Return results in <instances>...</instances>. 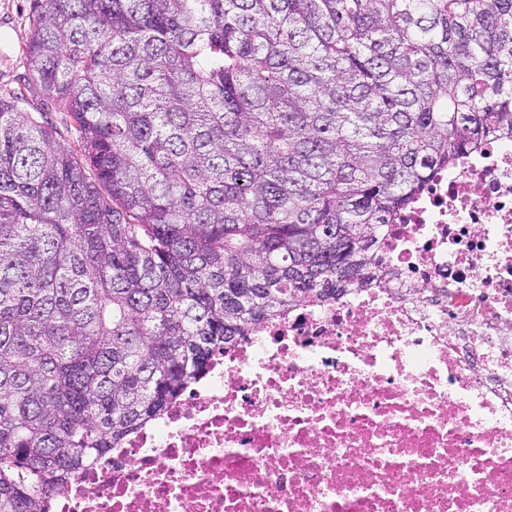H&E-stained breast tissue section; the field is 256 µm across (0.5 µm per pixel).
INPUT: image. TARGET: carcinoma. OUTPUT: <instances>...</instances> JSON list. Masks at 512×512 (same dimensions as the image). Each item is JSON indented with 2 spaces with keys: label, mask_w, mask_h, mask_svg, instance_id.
<instances>
[{
  "label": "carcinoma",
  "mask_w": 512,
  "mask_h": 512,
  "mask_svg": "<svg viewBox=\"0 0 512 512\" xmlns=\"http://www.w3.org/2000/svg\"><path fill=\"white\" fill-rule=\"evenodd\" d=\"M73 145L0 98V512L213 359L336 297L375 233L512 139V0H30Z\"/></svg>",
  "instance_id": "1"
}]
</instances>
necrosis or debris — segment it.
Masks as SVG:
<instances>
[{"mask_svg":"<svg viewBox=\"0 0 512 512\" xmlns=\"http://www.w3.org/2000/svg\"><path fill=\"white\" fill-rule=\"evenodd\" d=\"M48 512H512V140L381 226Z\"/></svg>","mask_w":512,"mask_h":512,"instance_id":"4bbe7bcc","label":"necrosis or debris"}]
</instances>
